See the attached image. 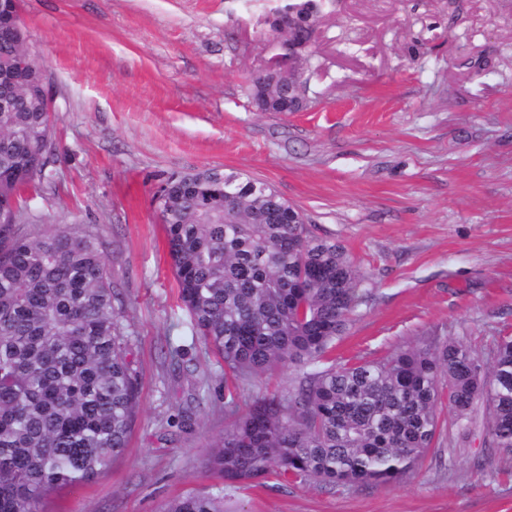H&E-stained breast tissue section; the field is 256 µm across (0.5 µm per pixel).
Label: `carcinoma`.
Segmentation results:
<instances>
[{
  "label": "carcinoma",
  "instance_id": "carcinoma-1",
  "mask_svg": "<svg viewBox=\"0 0 512 512\" xmlns=\"http://www.w3.org/2000/svg\"><path fill=\"white\" fill-rule=\"evenodd\" d=\"M328 0H278L266 22L306 60ZM32 80L0 112V196L46 179L51 116L36 108ZM274 110L306 108L279 93ZM238 171L173 174L159 215L178 297L192 331L224 363L230 421L204 469L221 480L161 512H224L239 486L315 479L337 487L390 485L409 476L434 443L439 405L462 431L480 423L492 454H512V336L482 358L445 340L403 346L376 360L336 365L327 354L349 330L367 292L334 241L290 224L276 189ZM261 216L262 223H252ZM0 214V512H43L48 494L88 483L127 446L139 410L121 311L98 236L52 224L34 236ZM290 366L288 394L255 395L240 411L241 384Z\"/></svg>",
  "mask_w": 512,
  "mask_h": 512
}]
</instances>
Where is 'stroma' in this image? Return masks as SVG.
<instances>
[{
  "instance_id": "stroma-1",
  "label": "stroma",
  "mask_w": 512,
  "mask_h": 512,
  "mask_svg": "<svg viewBox=\"0 0 512 512\" xmlns=\"http://www.w3.org/2000/svg\"><path fill=\"white\" fill-rule=\"evenodd\" d=\"M275 0H19L24 48L53 101L51 184L24 232L104 242L139 373L140 407L111 468L46 512H159L203 491L224 432V369L190 331L154 203L174 173L216 167L272 184L312 234L341 243L369 294L339 362L453 338L512 336V0H337L317 25L301 112H261L246 86L283 35ZM183 355L172 370L164 350ZM191 412L192 430L168 421ZM441 422L390 486H244L242 512H512V456Z\"/></svg>"
}]
</instances>
